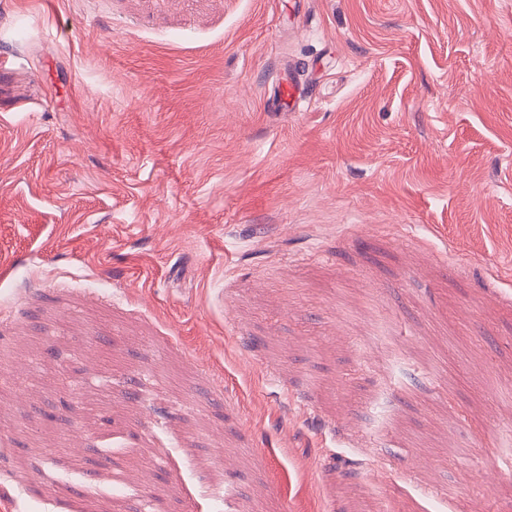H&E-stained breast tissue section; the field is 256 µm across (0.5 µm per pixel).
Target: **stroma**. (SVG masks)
<instances>
[{"instance_id":"35a3bbf8","label":"stroma","mask_w":512,"mask_h":512,"mask_svg":"<svg viewBox=\"0 0 512 512\" xmlns=\"http://www.w3.org/2000/svg\"><path fill=\"white\" fill-rule=\"evenodd\" d=\"M1 55L0 512H512V0H0Z\"/></svg>"}]
</instances>
